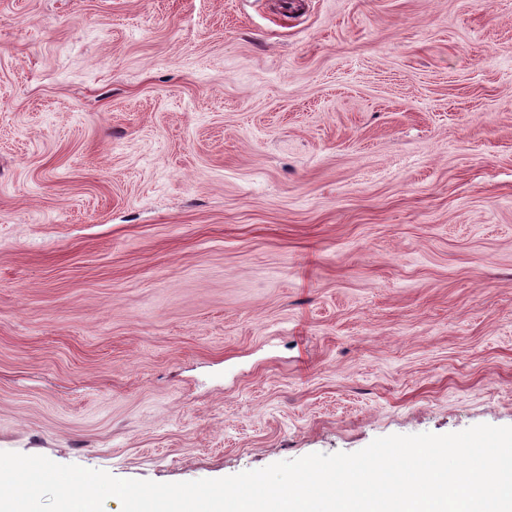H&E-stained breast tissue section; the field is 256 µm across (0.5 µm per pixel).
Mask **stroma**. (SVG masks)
Here are the masks:
<instances>
[{"label": "stroma", "mask_w": 512, "mask_h": 512, "mask_svg": "<svg viewBox=\"0 0 512 512\" xmlns=\"http://www.w3.org/2000/svg\"><path fill=\"white\" fill-rule=\"evenodd\" d=\"M512 426V0H0V451L217 479Z\"/></svg>", "instance_id": "obj_1"}]
</instances>
